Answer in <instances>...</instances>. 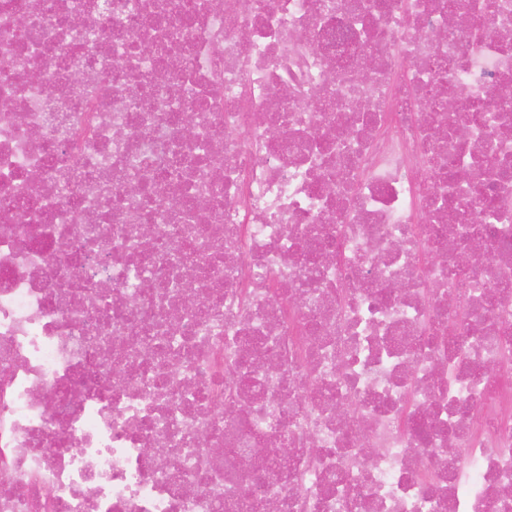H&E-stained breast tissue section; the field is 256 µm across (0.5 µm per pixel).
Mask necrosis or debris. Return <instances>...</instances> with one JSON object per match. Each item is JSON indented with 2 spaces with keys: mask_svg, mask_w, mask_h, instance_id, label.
<instances>
[{
  "mask_svg": "<svg viewBox=\"0 0 512 512\" xmlns=\"http://www.w3.org/2000/svg\"><path fill=\"white\" fill-rule=\"evenodd\" d=\"M506 86L512 0H0V512H512Z\"/></svg>",
  "mask_w": 512,
  "mask_h": 512,
  "instance_id": "4bbe7bcc",
  "label": "necrosis or debris"
}]
</instances>
